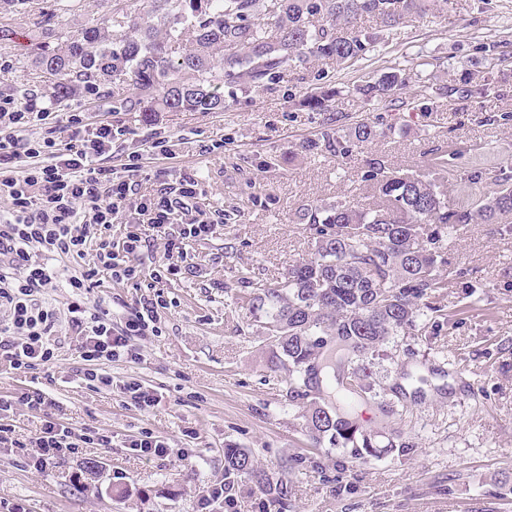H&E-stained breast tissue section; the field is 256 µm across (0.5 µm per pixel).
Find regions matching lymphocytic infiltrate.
<instances>
[{"label": "lymphocytic infiltrate", "mask_w": 512, "mask_h": 512, "mask_svg": "<svg viewBox=\"0 0 512 512\" xmlns=\"http://www.w3.org/2000/svg\"><path fill=\"white\" fill-rule=\"evenodd\" d=\"M50 111H33L25 98L0 93V194L8 201L0 212V365L12 368L52 363V336L67 321L76 348L87 367V387L110 385L106 365L142 359L137 337L159 333V300H143L120 325L109 310L90 304L88 295L102 275L117 283L140 278L135 259L146 242L131 230L114 245L109 230L128 210L149 223L179 225L167 247L180 249L189 239H206L213 222L197 205L198 181L183 175L173 190H160L146 203L136 202L133 175L140 168L131 156L122 170L106 163L116 131L112 124L91 125L84 113L72 112L64 122L50 124ZM48 123L45 135L27 136L34 122ZM81 258L85 264L66 279V309L46 301L56 275L44 253ZM36 471H45L65 453L79 448H108L112 435L103 429H76L46 418L28 442Z\"/></svg>", "instance_id": "f902f5d3"}]
</instances>
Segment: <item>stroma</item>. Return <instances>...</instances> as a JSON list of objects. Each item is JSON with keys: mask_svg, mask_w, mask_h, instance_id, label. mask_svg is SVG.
Returning <instances> with one entry per match:
<instances>
[{"mask_svg": "<svg viewBox=\"0 0 512 512\" xmlns=\"http://www.w3.org/2000/svg\"><path fill=\"white\" fill-rule=\"evenodd\" d=\"M43 6L65 37L110 15L112 0H76L66 11L57 0ZM0 23L22 36L0 45L1 93L33 94L55 115L81 112L90 123L121 127L109 165L141 152L134 179L142 195L195 175L198 204L215 222L212 235L186 240L173 256L164 252L163 229L140 225L149 244L141 279L106 277L91 291L90 301L116 319L145 298L164 304L161 335L141 339L142 361L107 366L111 386L86 387L85 363L64 325L53 363L0 368V399L38 388L53 399L57 421L112 433L110 451L82 448L42 473L28 449L0 448V499L25 500L28 512H195L198 498L223 482L224 450L234 446L287 488L275 502L239 482L237 512H512V224H465L443 236L442 314L421 315L419 335L396 337L373 361L375 388L394 410L389 429L415 443L405 456L385 448L355 462L341 449L313 447L285 373L268 366L271 343L258 314L241 304L251 283L281 282L313 253L315 240L298 221L302 208L340 197L361 209L380 204L364 177L369 159L424 178L430 150L442 147L452 205L477 191L460 179L465 168H512V0H448L444 12L384 31L362 18L361 28L381 40L355 62L291 66L268 90L228 84L224 111L163 112L152 122L121 109L133 95L127 84L50 101L46 78L24 61L31 15ZM492 68L507 85L461 102L463 77L479 85ZM396 69L410 75L408 87L372 101L358 93ZM323 86L336 91L328 111L303 107ZM360 122L377 135L349 156L303 149L323 131L345 135ZM159 138L170 155L148 153ZM171 263L177 275L154 278ZM469 284L478 290L467 298ZM133 378L154 389L153 406L141 410L125 398ZM145 435L164 441L167 453L137 456L129 443ZM89 460L95 471L74 484L72 473Z\"/></svg>", "mask_w": 512, "mask_h": 512, "instance_id": "35a3bbf8", "label": "stroma"}]
</instances>
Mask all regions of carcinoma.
<instances>
[{
  "instance_id": "carcinoma-1",
  "label": "carcinoma",
  "mask_w": 512,
  "mask_h": 512,
  "mask_svg": "<svg viewBox=\"0 0 512 512\" xmlns=\"http://www.w3.org/2000/svg\"><path fill=\"white\" fill-rule=\"evenodd\" d=\"M427 7L426 0H274L261 18L260 0H113L112 16L81 27L62 44L40 0H0V15L26 10L34 16L39 45L32 63L50 76L53 100L105 82H129L134 97L126 111L149 122L159 112L224 111L226 80L268 89L293 63L355 61L378 40L356 27L358 19L392 28L422 18ZM407 80L398 69L361 91L370 100L382 98ZM374 135L361 122L345 142L328 131L321 139L345 155ZM431 152L428 179L400 175L382 159L369 161L366 178L385 198L377 210L346 200L305 209L301 221L315 236L313 256L296 262L284 281L244 296L250 308L264 312L275 347L271 368L288 371L289 397L302 405L308 435L354 460L376 456V437L386 428L384 422L367 427L352 412L373 390L371 360L415 328L424 311H442L438 299L448 265L442 234L462 224L512 222L511 171L473 169L468 180L482 185L479 197L450 207L439 191L447 153ZM242 477L285 494L249 452L224 449V489Z\"/></svg>"
}]
</instances>
